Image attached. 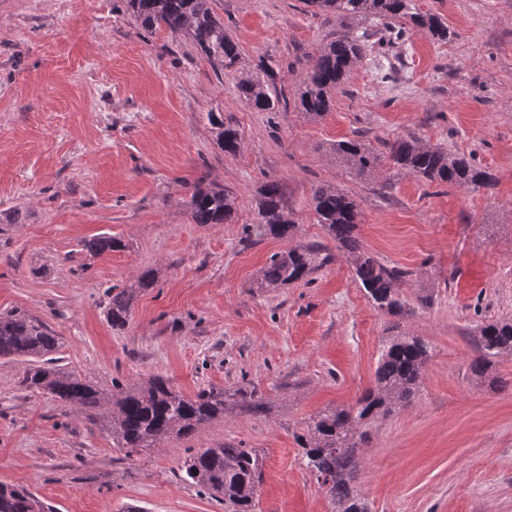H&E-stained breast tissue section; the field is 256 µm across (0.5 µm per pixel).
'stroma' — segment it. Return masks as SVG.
Listing matches in <instances>:
<instances>
[{
  "mask_svg": "<svg viewBox=\"0 0 512 512\" xmlns=\"http://www.w3.org/2000/svg\"><path fill=\"white\" fill-rule=\"evenodd\" d=\"M416 4L442 17L448 40L419 30L364 57L313 119L294 106L301 58L332 28L302 0L212 4L242 68L266 66L284 94L273 116L248 108L235 74L188 37L144 31L126 0H0V313L50 324L59 365L104 391L160 375L188 396L244 387L263 402L131 457L83 412L24 390L22 364L0 359V483L57 512H224L181 468L191 449L226 443L263 458L255 512H334L302 437L373 388L398 328L432 356L413 402L376 421L361 450L369 512H512V355L492 367L502 389L468 370L479 327L512 319V0ZM211 112L242 130L237 156L218 148ZM359 133L474 153L495 183L435 187L387 166L350 179L333 146ZM269 179L299 224L292 241L244 231ZM201 180L235 197L236 223H191ZM320 183L358 201L367 252L409 270L402 315L374 308L316 224ZM106 235L123 248L84 250ZM300 244L334 258L309 281L260 287L269 256ZM147 271L153 285L112 329L106 289Z\"/></svg>",
  "mask_w": 512,
  "mask_h": 512,
  "instance_id": "35a3bbf8",
  "label": "stroma"
}]
</instances>
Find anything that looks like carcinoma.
<instances>
[{"label": "carcinoma", "mask_w": 512, "mask_h": 512, "mask_svg": "<svg viewBox=\"0 0 512 512\" xmlns=\"http://www.w3.org/2000/svg\"><path fill=\"white\" fill-rule=\"evenodd\" d=\"M213 0H128V7L141 27L153 32L165 29L189 37L200 53L216 68L232 70L240 49L224 20L212 8ZM324 22L336 26V36L306 55L295 106L311 118H321L333 108L357 62L372 48L369 21L389 41L403 44L415 28L434 38L448 39V25L432 13L417 9L415 0H304ZM265 67L239 72L236 88L255 112L276 113L285 99L270 85ZM216 144L229 156L240 152L243 137L236 125L217 112L208 113ZM336 156L355 178L374 175L385 165L412 174L428 184L489 187L495 177L475 164L472 155L427 147L414 137L373 145L360 139L336 143ZM194 224H224L234 220L235 198L219 184L193 186L189 201ZM311 208L336 248L351 260L357 280L373 305L383 313L398 315L403 302L398 288L408 271L388 267L368 253L360 239L361 210L349 193L327 184L314 187ZM298 224L285 210L279 181H266L256 206L255 231L259 236L288 240ZM123 247L120 239L100 236L85 243L94 255ZM330 259L317 246H297L272 254L261 271V282L277 286L305 280ZM154 282L151 273L119 291L110 290L106 319L114 329L125 327L136 293ZM59 336L44 321L23 310L0 313V358L25 364L21 386L29 392L46 393L66 407L87 414L112 434V444L129 452L155 448L165 439L191 436L203 425L224 417L230 402L259 410L263 403L241 388L210 389L187 397L160 375L142 387L113 385L105 392L75 373L56 365L51 354L59 348ZM476 355L469 364L472 377L499 389L502 381L492 375L494 359L512 354V321L488 323L479 331ZM431 347L418 336L396 334L386 340L374 372L375 388L363 394L348 409L325 411L312 419L304 437L306 465L325 488L337 512H368L358 488L359 451L368 437L367 426L408 404L416 395ZM185 480L224 502L227 512H254L262 481V461L251 448L220 444L200 448L184 464ZM0 512H55L25 487L0 483Z\"/></svg>", "instance_id": "obj_1"}]
</instances>
